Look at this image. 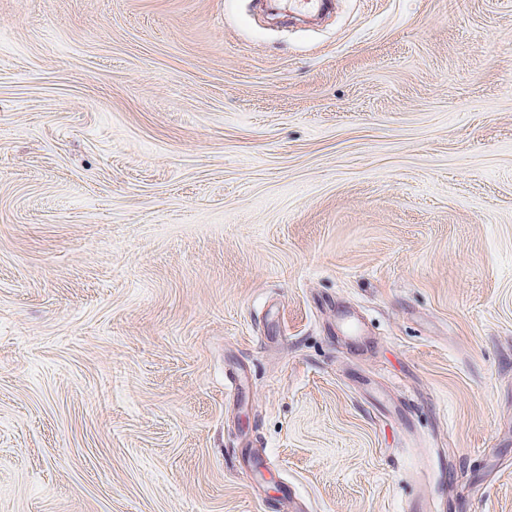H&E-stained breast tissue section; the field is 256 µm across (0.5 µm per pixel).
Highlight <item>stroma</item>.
Returning a JSON list of instances; mask_svg holds the SVG:
<instances>
[{"label":"stroma","instance_id":"35a3bbf8","mask_svg":"<svg viewBox=\"0 0 512 512\" xmlns=\"http://www.w3.org/2000/svg\"><path fill=\"white\" fill-rule=\"evenodd\" d=\"M512 512V0H0V512Z\"/></svg>","mask_w":512,"mask_h":512}]
</instances>
